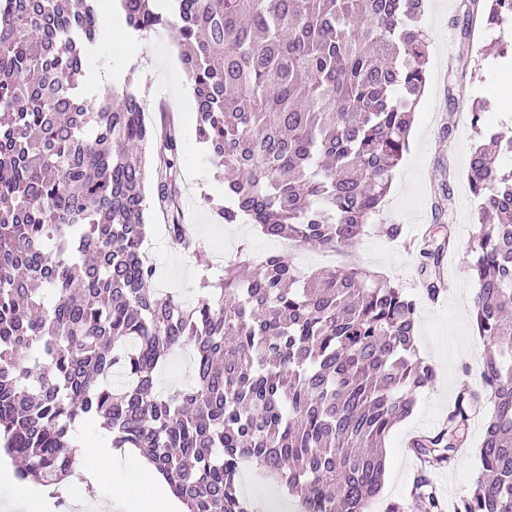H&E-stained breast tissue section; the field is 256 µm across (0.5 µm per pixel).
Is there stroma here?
<instances>
[{"instance_id": "stroma-1", "label": "stroma", "mask_w": 512, "mask_h": 512, "mask_svg": "<svg viewBox=\"0 0 512 512\" xmlns=\"http://www.w3.org/2000/svg\"><path fill=\"white\" fill-rule=\"evenodd\" d=\"M465 0H425L420 25L429 41V62L425 97L414 114L409 149L405 154L387 197L374 221L397 224L402 232L391 240L370 231L362 236L355 255L363 266H381L385 278L399 284L417 304L414 344L418 354L437 373L434 386L423 389L413 413L397 423L385 440L387 470L375 512H385L388 503L409 505V488L418 460L410 449L411 439L440 429L457 391L474 384L475 370L484 346L472 322L477 284L468 270L464 243L475 233L477 201L468 180V158L477 139L470 126L467 102L450 103L449 85H461L468 95L487 105V128H512V112L495 104L499 93L512 86V73L496 64L500 34L489 31L475 39L464 33ZM181 44L176 27L167 26L148 33L121 32L118 40H100L99 53L88 69L86 88L102 97L113 84L131 79L130 89L147 104L145 117L151 122L173 118L180 138L174 168L180 183V206L185 223L191 224L192 251L173 247L167 222L155 202H148L146 217L152 224L154 260L159 274L153 286L173 291L185 302L198 294L201 270L193 250L211 252L215 240H222L226 258L222 273H229L240 249L253 257L278 250V242L263 236L253 224H225L214 213L213 204L224 199V182L216 178L211 156L195 133L194 85L181 63ZM456 124L446 135L448 124ZM450 187L454 202V225L459 249L448 288L439 302H431L421 286L418 273L419 236L428 231L436 239L446 234L445 220L434 210L443 187ZM481 422L468 429L469 446L453 469L435 473L434 480L444 499L454 501L469 492L478 472L476 450L482 438Z\"/></svg>"}]
</instances>
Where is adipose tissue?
<instances>
[{
    "label": "adipose tissue",
    "instance_id": "1",
    "mask_svg": "<svg viewBox=\"0 0 512 512\" xmlns=\"http://www.w3.org/2000/svg\"><path fill=\"white\" fill-rule=\"evenodd\" d=\"M75 453L91 489L111 486L113 512H180L181 506L173 496L159 492L162 476L138 449L118 452L80 437Z\"/></svg>",
    "mask_w": 512,
    "mask_h": 512
}]
</instances>
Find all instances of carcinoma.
Instances as JSON below:
<instances>
[{"label": "carcinoma", "instance_id": "cac0c4a2", "mask_svg": "<svg viewBox=\"0 0 512 512\" xmlns=\"http://www.w3.org/2000/svg\"><path fill=\"white\" fill-rule=\"evenodd\" d=\"M140 33L170 23L155 0H113ZM194 83L196 133L224 181L225 224L270 239L352 248L409 148L425 87L424 0H173ZM101 0H0V436L19 479L57 486L76 469L75 431L97 421L138 448L185 512H250L240 463L288 487L302 512H369L384 441L436 380L414 352L416 302L350 265L303 273L279 253L210 272L193 305L152 287L142 256L145 149L156 144L159 208L189 246L169 157L174 128L146 123L123 89L77 96L99 39ZM512 19V0H471L466 31ZM475 132L485 105L469 100ZM469 182L477 232L466 253L486 347L440 432L414 440L412 512H443L431 469L453 466L483 417L479 473L454 512H512V167L480 145ZM425 242L420 275L442 293L445 251ZM194 351L192 380L160 392L153 373ZM119 367L128 383L108 382Z\"/></svg>", "mask_w": 512, "mask_h": 512}]
</instances>
